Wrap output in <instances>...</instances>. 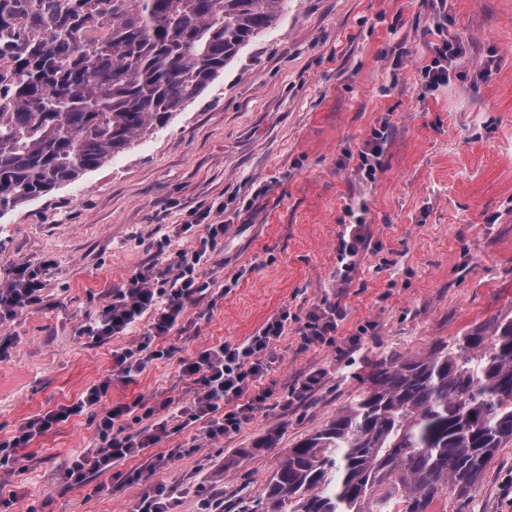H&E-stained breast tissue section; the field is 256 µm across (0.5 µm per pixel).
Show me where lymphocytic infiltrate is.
I'll return each instance as SVG.
<instances>
[{
	"label": "lymphocytic infiltrate",
	"mask_w": 512,
	"mask_h": 512,
	"mask_svg": "<svg viewBox=\"0 0 512 512\" xmlns=\"http://www.w3.org/2000/svg\"><path fill=\"white\" fill-rule=\"evenodd\" d=\"M223 237V223L206 225L196 248L174 252L166 263L155 262L134 273L96 318L82 326L83 335L98 341L133 335L128 347L113 354L116 377L131 381L142 372L148 358L163 357V350L154 348L153 343L182 321L187 306L207 295L211 283L202 271ZM46 275L43 268L18 267L13 279L0 287L1 322L42 302ZM287 320V314H280L241 344L210 345L195 357L181 360L182 377L194 385L192 398L185 402L168 398L151 403L139 397L106 407L102 400L113 379H104L72 403L21 423L14 436L0 441V466L13 461L17 449L27 447L53 425L81 415L88 416L95 428V444L79 453L65 470L66 481L73 484L87 483L91 476L111 471L177 431L192 428L197 439L210 443L223 440L238 432L269 398V391L258 390L257 384L276 362L274 344ZM183 454V449H169L133 473V480L146 485L135 512H168V498L163 490L151 486L150 480L159 466Z\"/></svg>",
	"instance_id": "1"
}]
</instances>
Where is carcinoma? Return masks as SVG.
<instances>
[{"instance_id":"obj_1","label":"carcinoma","mask_w":512,"mask_h":512,"mask_svg":"<svg viewBox=\"0 0 512 512\" xmlns=\"http://www.w3.org/2000/svg\"><path fill=\"white\" fill-rule=\"evenodd\" d=\"M288 0H0V217L192 105ZM512 444V318L392 353L253 512H434Z\"/></svg>"}]
</instances>
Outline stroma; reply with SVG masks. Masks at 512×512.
<instances>
[{
    "label": "stroma",
    "mask_w": 512,
    "mask_h": 512,
    "mask_svg": "<svg viewBox=\"0 0 512 512\" xmlns=\"http://www.w3.org/2000/svg\"><path fill=\"white\" fill-rule=\"evenodd\" d=\"M442 30H435V16ZM461 49L448 84L428 91L430 47ZM387 126L383 171L359 179L347 152ZM366 206V247L341 274L345 210ZM223 222L204 270L211 293L186 309L188 329L162 342L133 381L113 378L104 406L135 397L191 398L178 361L236 345L287 313L273 391L241 430L184 455L153 480L175 512H200L201 491L245 489L258 500L288 448L365 388L371 364L512 316V0H288L275 25L241 49L203 95L128 152L0 218V287L20 265L55 262L43 300L0 324V441L27 419L67 404L111 376L130 336L81 335L112 292L172 250L197 246L203 227L176 235L192 213ZM340 307L332 347L304 341L311 313ZM324 377L292 407V386ZM75 416L0 467V512H132L149 457L192 443L170 435L119 474L68 483L63 472L92 443ZM269 437L272 447H259ZM447 512H512V446L500 449L470 495Z\"/></svg>",
    "instance_id": "1"
}]
</instances>
